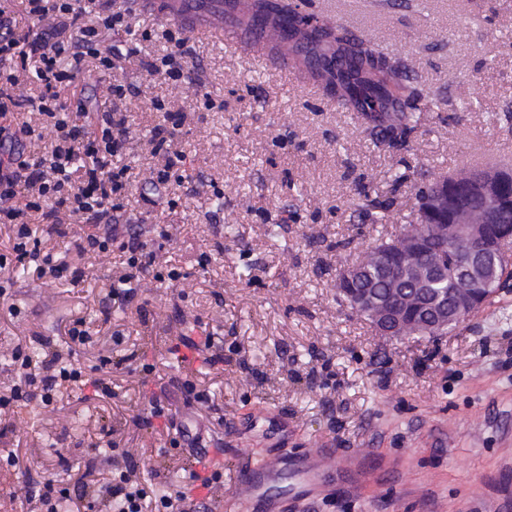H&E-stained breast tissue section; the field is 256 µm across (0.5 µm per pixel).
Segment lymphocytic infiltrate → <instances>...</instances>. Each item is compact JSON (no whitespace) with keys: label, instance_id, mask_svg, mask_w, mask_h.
<instances>
[{"label":"lymphocytic infiltrate","instance_id":"1","mask_svg":"<svg viewBox=\"0 0 512 512\" xmlns=\"http://www.w3.org/2000/svg\"><path fill=\"white\" fill-rule=\"evenodd\" d=\"M20 4L42 30L29 47H22L15 14L0 5V144L12 148L8 161L0 163V223L14 226L12 251L20 261L33 254L31 210L41 211L43 220L62 236L68 233V223L95 224V231L80 236L78 247L84 253L104 254L117 245L126 252V272L120 286L111 288L109 299L128 303L132 299L129 282L154 262L140 233L123 220L121 201L131 186L125 169L112 164L131 139L125 105L130 89L108 83L111 109L92 112L78 89V76L89 57L97 60L100 72L111 73L120 50L104 47L103 36L130 33V23L125 14L112 10L108 0H101L91 15L79 0H20ZM34 80L43 87L37 97L27 92ZM150 104L163 115L150 139L153 154L164 158L163 165L151 173L152 183L161 189L186 159L177 146L186 116L168 111L163 100L154 98ZM22 110L38 113L40 123L17 120L15 114ZM38 141L44 144V154L35 159L26 156L28 145ZM14 360L19 382L9 395L0 396V410L14 400L50 404L61 382L84 380L82 369L57 352L34 360L19 349ZM26 501L37 512H58L63 501L83 512H144L148 503L132 463L118 478L103 483L82 476L63 487L53 476H46L38 489L28 490Z\"/></svg>","mask_w":512,"mask_h":512}]
</instances>
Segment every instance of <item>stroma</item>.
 Here are the masks:
<instances>
[{"label": "stroma", "instance_id": "obj_1", "mask_svg": "<svg viewBox=\"0 0 512 512\" xmlns=\"http://www.w3.org/2000/svg\"><path fill=\"white\" fill-rule=\"evenodd\" d=\"M290 2L404 60L437 116L407 149L385 151L355 113L314 93L308 76L200 33L202 13L180 25L144 0H112L131 24L112 77L135 89L127 99L133 141L120 158L132 184L124 218L156 250L157 265L180 277L142 276L130 303L108 305L124 271L119 252L82 255L33 224L41 254L85 276L73 287L32 260L0 270L8 293L0 394L18 378L19 344L86 369L103 356L117 366L111 397L65 384L51 405L18 401L0 411V457L20 460L0 464V512H29L26 487L49 473L66 482L92 465L99 481L117 477L112 462L125 453L150 497L174 489L199 497L195 455L171 446V421L224 455L210 512H236L250 465L280 455L284 477L250 512H512V279L455 330L395 340L352 314L336 289L337 269L414 221L432 177L512 171V125L502 120L512 110V0ZM167 30L185 39L197 64L182 91L145 69L171 51ZM157 95L188 115L178 141L184 178L167 190L172 210L144 201L161 163L148 144L161 119L149 108ZM366 195L393 199L386 223L360 211ZM246 268L251 278H242ZM78 319L90 332L83 345L68 336ZM184 336L210 340L219 363L181 360ZM188 380L206 401L187 397ZM162 388L169 416L154 419L150 401ZM138 414L150 425L128 427ZM312 448L333 451L335 463L309 469Z\"/></svg>", "mask_w": 512, "mask_h": 512}]
</instances>
